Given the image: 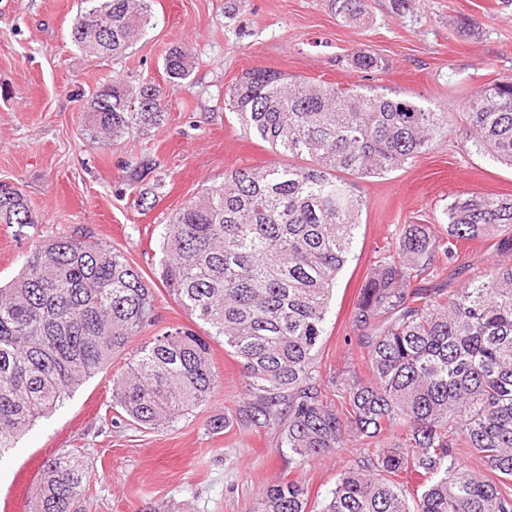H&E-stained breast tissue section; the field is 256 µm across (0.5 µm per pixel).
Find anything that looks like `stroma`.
Masks as SVG:
<instances>
[{
    "instance_id": "35a3bbf8",
    "label": "stroma",
    "mask_w": 512,
    "mask_h": 512,
    "mask_svg": "<svg viewBox=\"0 0 512 512\" xmlns=\"http://www.w3.org/2000/svg\"><path fill=\"white\" fill-rule=\"evenodd\" d=\"M78 0H0V182L29 199L38 224L16 235L0 224V280L9 281L47 237L86 235L123 251L144 277L162 257L172 215L203 188L240 168L283 167L289 158L244 135L224 105L243 72L276 70L346 88H373L447 110L451 131L405 167L356 179L367 202L351 257L338 275L327 334L317 360L323 380L360 363L365 349L350 327L359 289L404 224L442 231L459 195H512V167L475 150L464 118L475 91L512 78V0H367L356 22L333 0H153L156 25L119 56L88 55L70 38ZM179 48L194 63L188 81L170 83L163 60ZM371 54L384 70L363 72L353 57ZM121 78L159 85L166 120L114 144L92 142L82 117L103 84ZM151 156L165 186L139 204L149 181L130 169ZM459 275L415 279L416 288H458L501 260L494 240L461 243ZM149 339L170 326L207 328L166 290ZM219 387L206 405L170 427L149 429L112 407V380L129 352L92 375L62 405L39 418L0 455V512H28L41 465L81 450L92 473L85 512H250L266 486L296 480L321 501L355 445L302 463L278 447L277 430L250 423L239 362L211 340Z\"/></svg>"
}]
</instances>
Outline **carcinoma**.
I'll list each match as a JSON object with an SVG mask.
<instances>
[{"label": "carcinoma", "instance_id": "1", "mask_svg": "<svg viewBox=\"0 0 512 512\" xmlns=\"http://www.w3.org/2000/svg\"><path fill=\"white\" fill-rule=\"evenodd\" d=\"M334 4L350 22L366 9L365 0ZM153 27L151 0H79L70 38L90 55L118 56ZM353 64L384 68L367 54ZM164 65L172 82L191 76L178 49ZM224 95L244 134L309 164L236 169L188 200L166 224L156 277L209 335L223 337L247 378L246 417L280 429L279 447L301 462L351 441L362 448L315 508L288 481L265 488L252 512H512V264H494L448 295L408 287L458 260L460 242L497 238L512 250V197H455L443 237L428 224L403 225L353 309L367 356L336 373L328 393L317 359L366 206L337 173L404 167L448 135V113L271 70L243 73ZM465 115L476 150L512 165V79L472 94ZM83 117L92 138L116 143L164 123L162 93L116 79ZM154 169L145 156L130 176ZM35 223L24 193L0 184V224L20 233ZM155 301L110 245L78 234L37 243L0 284V453L154 326ZM217 386L208 341L173 328L136 349L113 380L112 402L156 428L204 405ZM397 429L404 443L387 442ZM89 482L79 452L50 457L30 512H78ZM411 482L420 494L410 495Z\"/></svg>", "mask_w": 512, "mask_h": 512}]
</instances>
